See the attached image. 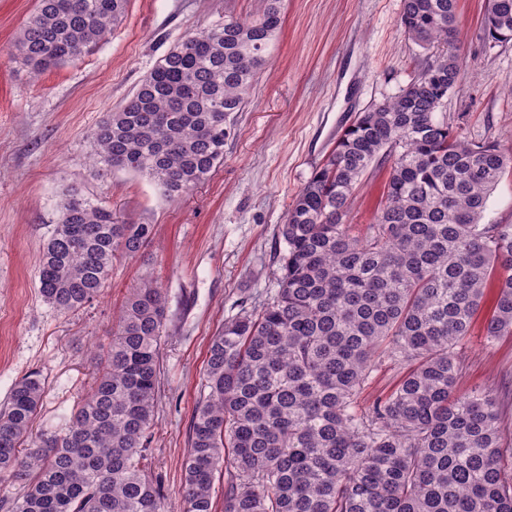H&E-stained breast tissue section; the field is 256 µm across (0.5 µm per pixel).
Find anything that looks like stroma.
I'll use <instances>...</instances> for the list:
<instances>
[{
	"label": "stroma",
	"mask_w": 512,
	"mask_h": 512,
	"mask_svg": "<svg viewBox=\"0 0 512 512\" xmlns=\"http://www.w3.org/2000/svg\"><path fill=\"white\" fill-rule=\"evenodd\" d=\"M487 3L458 2L462 77L444 110L455 135L512 150V43L487 40ZM34 5L0 0V402L39 370L46 392L32 431L60 429L90 386L93 357L130 288L152 273L167 321L149 460L166 512H183V460L213 336L274 293L292 197L355 115L397 95L428 52L405 35L402 0H282L279 40L224 142L223 163L173 200L138 173L100 176L91 137L171 46L249 15L258 0H130L93 53L36 79L8 54ZM385 180L382 169L364 177L347 217L354 234L373 222ZM70 189L109 206L120 223L153 225L155 236L136 258L114 261L99 298L62 314L42 298L37 267ZM492 308L485 297L459 392L512 390V336L484 344Z\"/></svg>",
	"instance_id": "35a3bbf8"
}]
</instances>
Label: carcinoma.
Wrapping results in <instances>:
<instances>
[{
	"label": "carcinoma",
	"mask_w": 512,
	"mask_h": 512,
	"mask_svg": "<svg viewBox=\"0 0 512 512\" xmlns=\"http://www.w3.org/2000/svg\"><path fill=\"white\" fill-rule=\"evenodd\" d=\"M171 48L90 144L99 171L147 175L169 198L224 160V139L265 66L280 0ZM129 0H37L8 50L37 77L79 60L124 18ZM458 0H402L408 38L432 49L400 93L345 129L288 204L279 288L213 337L189 430L184 512H512V444L501 398L457 392L465 342L486 290V344L512 335V224H483L512 152L453 135L438 112L461 79ZM497 43L512 41V0H488ZM387 171L364 234L346 217L358 184ZM71 190L43 248L39 291L60 313L102 292L119 257L153 240ZM167 316L145 275L97 356L92 384L60 432L32 436L45 380L30 371L0 404V480L22 487L0 512H165L148 448ZM395 388L359 405L384 361Z\"/></svg>",
	"instance_id": "1"
}]
</instances>
